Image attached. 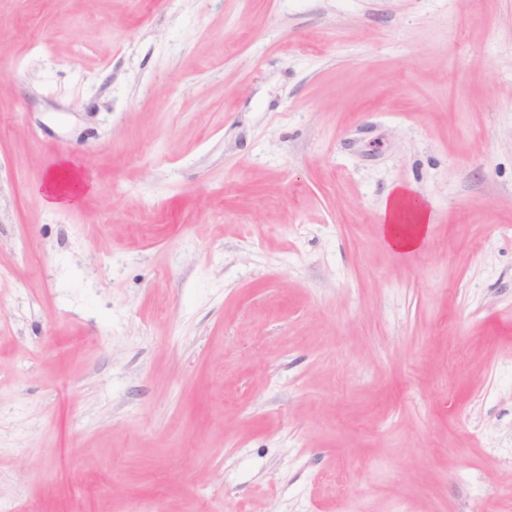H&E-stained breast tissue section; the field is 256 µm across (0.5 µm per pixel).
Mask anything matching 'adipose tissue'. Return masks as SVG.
<instances>
[{"label":"adipose tissue","mask_w":512,"mask_h":512,"mask_svg":"<svg viewBox=\"0 0 512 512\" xmlns=\"http://www.w3.org/2000/svg\"><path fill=\"white\" fill-rule=\"evenodd\" d=\"M92 187L91 181L69 164H61L47 177L44 191L52 205L68 207L79 202ZM428 203L403 186L393 188L382 213L380 233L398 252L418 250L429 234Z\"/></svg>","instance_id":"obj_1"}]
</instances>
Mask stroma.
Returning <instances> with one entry per match:
<instances>
[{
	"instance_id": "stroma-1",
	"label": "stroma",
	"mask_w": 512,
	"mask_h": 512,
	"mask_svg": "<svg viewBox=\"0 0 512 512\" xmlns=\"http://www.w3.org/2000/svg\"><path fill=\"white\" fill-rule=\"evenodd\" d=\"M487 507L512 0H0V512ZM91 187V181L82 172L62 163L48 175L44 191L52 205L63 208L77 204ZM380 233L398 252L418 250L430 230L428 203L403 186L393 188L382 213Z\"/></svg>"
}]
</instances>
